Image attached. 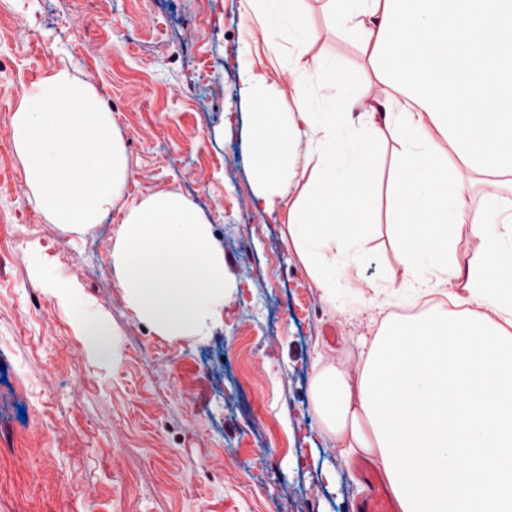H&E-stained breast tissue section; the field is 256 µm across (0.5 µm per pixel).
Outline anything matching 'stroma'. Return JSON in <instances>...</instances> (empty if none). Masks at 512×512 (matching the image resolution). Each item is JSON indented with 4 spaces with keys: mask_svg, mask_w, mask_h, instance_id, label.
Here are the masks:
<instances>
[{
    "mask_svg": "<svg viewBox=\"0 0 512 512\" xmlns=\"http://www.w3.org/2000/svg\"><path fill=\"white\" fill-rule=\"evenodd\" d=\"M29 28L0 23V512H357L365 487L323 428L308 389L317 356L358 376L359 338L380 323L330 312L282 221L250 209L247 114L235 54L238 0H11ZM128 16V40L105 11ZM314 53L378 89L360 49L306 0ZM67 65L93 86L126 144L124 200L175 189L224 250V304L205 336H162L118 287L109 208L85 234L38 209L13 137L24 92ZM392 145L381 147L367 276L400 278L388 222ZM77 283L109 330L99 354L27 261ZM336 330L327 338L325 328ZM335 481H327V473Z\"/></svg>",
    "mask_w": 512,
    "mask_h": 512,
    "instance_id": "1",
    "label": "stroma"
}]
</instances>
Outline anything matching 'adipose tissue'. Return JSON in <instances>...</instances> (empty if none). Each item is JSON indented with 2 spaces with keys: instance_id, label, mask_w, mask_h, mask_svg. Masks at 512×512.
<instances>
[{
  "instance_id": "1",
  "label": "adipose tissue",
  "mask_w": 512,
  "mask_h": 512,
  "mask_svg": "<svg viewBox=\"0 0 512 512\" xmlns=\"http://www.w3.org/2000/svg\"><path fill=\"white\" fill-rule=\"evenodd\" d=\"M323 10L369 59L377 92L336 57L312 55L303 0H239L237 46L254 208L285 210V248L332 311L384 318L358 377L317 359L311 400L347 456L376 462L397 512H512V0H323ZM388 139L397 281L363 276ZM14 141L38 208L66 231H87L121 199L125 143L68 67L23 94ZM465 228L479 246L461 260ZM28 261L100 335L77 286L38 255ZM112 264L160 335H203L224 302V251L179 191L126 203ZM434 294L449 307L421 306Z\"/></svg>"
}]
</instances>
